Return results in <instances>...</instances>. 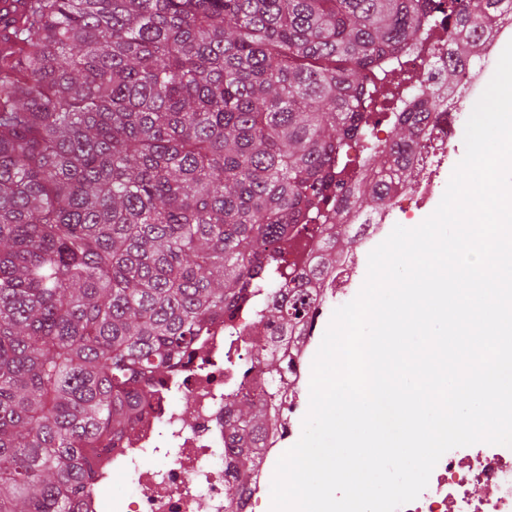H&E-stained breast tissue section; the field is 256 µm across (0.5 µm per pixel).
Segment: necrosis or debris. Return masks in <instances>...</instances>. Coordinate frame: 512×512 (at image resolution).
Segmentation results:
<instances>
[{"mask_svg": "<svg viewBox=\"0 0 512 512\" xmlns=\"http://www.w3.org/2000/svg\"><path fill=\"white\" fill-rule=\"evenodd\" d=\"M481 73L463 70L455 88L439 89L430 138L449 148L461 104L479 85ZM252 306L242 303L233 322L211 325L195 355L175 375L153 389L134 435L116 448L95 453L93 488L79 512H110L112 483L131 478L134 493L127 512H224L227 490H236V512H256L268 474L256 470L240 480L231 456L225 455L230 436L224 431V395L267 387L269 380L246 365L243 325ZM188 401L190 413L179 404ZM164 458L156 466L155 458ZM478 486L491 488L488 497L475 496ZM400 512H512V448H454L430 474L426 489Z\"/></svg>", "mask_w": 512, "mask_h": 512, "instance_id": "necrosis-or-debris-1", "label": "necrosis or debris"}]
</instances>
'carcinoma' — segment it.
Returning a JSON list of instances; mask_svg holds the SVG:
<instances>
[{
    "label": "carcinoma",
    "instance_id": "carcinoma-1",
    "mask_svg": "<svg viewBox=\"0 0 512 512\" xmlns=\"http://www.w3.org/2000/svg\"><path fill=\"white\" fill-rule=\"evenodd\" d=\"M512 0H25L0 48V512H78L89 454L135 430L208 327L247 331L280 371L336 238L427 147L435 93L407 53L448 43L451 87ZM453 31L431 41L439 14ZM414 90L375 133L367 108ZM368 174L351 177L347 147ZM316 241L292 275L279 241ZM238 471L275 411L224 397Z\"/></svg>",
    "mask_w": 512,
    "mask_h": 512
}]
</instances>
